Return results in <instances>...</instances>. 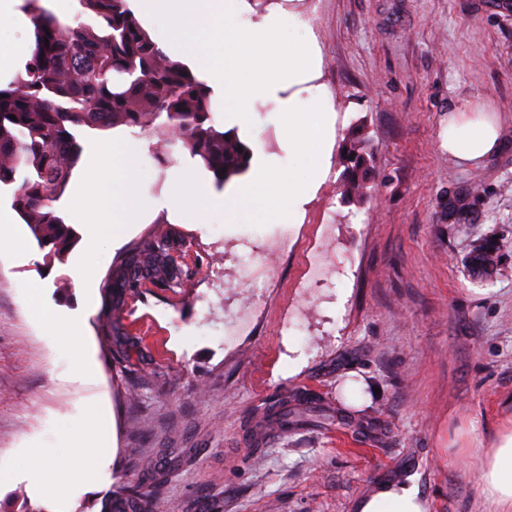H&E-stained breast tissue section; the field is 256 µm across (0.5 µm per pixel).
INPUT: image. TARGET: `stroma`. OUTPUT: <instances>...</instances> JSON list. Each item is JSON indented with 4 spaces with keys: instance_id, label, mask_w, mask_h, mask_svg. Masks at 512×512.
Wrapping results in <instances>:
<instances>
[{
    "instance_id": "stroma-1",
    "label": "stroma",
    "mask_w": 512,
    "mask_h": 512,
    "mask_svg": "<svg viewBox=\"0 0 512 512\" xmlns=\"http://www.w3.org/2000/svg\"><path fill=\"white\" fill-rule=\"evenodd\" d=\"M312 17L322 84L336 102L331 170L298 223L252 226L216 215L170 224L175 286L127 293L111 337L106 284L148 242L130 224L104 250L85 324L98 374L75 376L22 285L78 315L72 273L85 227L46 263L31 231L0 242V512L40 506L15 460L58 447L91 406L112 415L109 479L68 504L101 512L123 482L163 474L164 512H354L382 482L416 483L427 512H496L477 449L512 430V5L507 0H290ZM491 105L500 146L466 166L448 156V111ZM252 169L288 159L276 105L253 103ZM365 131L374 192L345 201L341 149ZM467 204L465 221L449 200ZM288 237L264 296L243 281L247 255ZM495 239L496 273L465 260ZM362 375L378 395L350 403ZM296 412L281 430L273 410Z\"/></svg>"
}]
</instances>
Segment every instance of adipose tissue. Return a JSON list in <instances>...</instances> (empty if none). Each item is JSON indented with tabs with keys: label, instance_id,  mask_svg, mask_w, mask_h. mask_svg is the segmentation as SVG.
I'll use <instances>...</instances> for the list:
<instances>
[{
	"label": "adipose tissue",
	"instance_id": "adipose-tissue-1",
	"mask_svg": "<svg viewBox=\"0 0 512 512\" xmlns=\"http://www.w3.org/2000/svg\"><path fill=\"white\" fill-rule=\"evenodd\" d=\"M500 143L497 116L481 108L452 110L448 113V155L462 163H476L495 151ZM111 415L102 407L91 408L83 425L62 434L69 453L52 456L41 448L26 449L15 468L34 486L43 501L53 503L64 512L68 501L79 493L96 490L108 478L111 459ZM82 464L72 468L71 456ZM483 493L500 508L512 506V433L503 434L496 447L482 452ZM355 512H426L424 500L416 486L383 483L359 499Z\"/></svg>",
	"mask_w": 512,
	"mask_h": 512
}]
</instances>
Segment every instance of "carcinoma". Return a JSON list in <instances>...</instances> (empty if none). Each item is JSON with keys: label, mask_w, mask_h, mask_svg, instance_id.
Masks as SVG:
<instances>
[{"label": "carcinoma", "mask_w": 512, "mask_h": 512, "mask_svg": "<svg viewBox=\"0 0 512 512\" xmlns=\"http://www.w3.org/2000/svg\"><path fill=\"white\" fill-rule=\"evenodd\" d=\"M81 13L96 26L61 23L37 8L34 48L10 85L0 87V186L12 188V206L28 225L49 259H62L75 234L55 206L81 159L77 131L127 126L154 134L157 160L165 168L179 164L170 147L179 144L211 173L217 189L246 172L252 152L235 130L215 127L213 103L204 84L174 61L142 27L128 0H79ZM368 139L356 135L344 148L345 195L371 190ZM242 151H237V148ZM168 233H159L125 261L106 289L112 323L126 291L143 280L175 284L180 268L171 256ZM481 275L498 266L494 243L483 239L467 256ZM129 512H157L151 495L121 486L115 491Z\"/></svg>", "instance_id": "1"}]
</instances>
